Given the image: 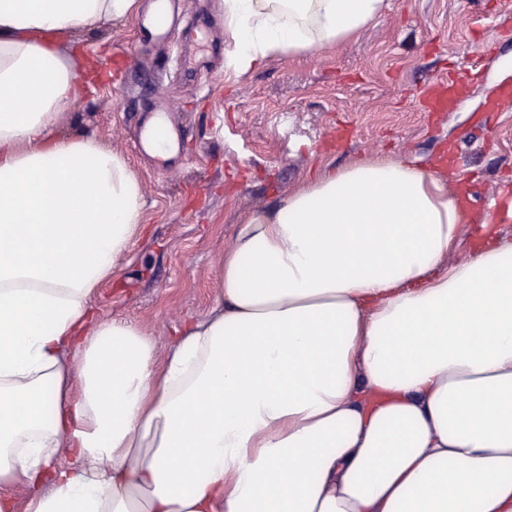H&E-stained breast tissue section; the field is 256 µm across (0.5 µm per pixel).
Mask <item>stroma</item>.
<instances>
[{
	"label": "stroma",
	"mask_w": 512,
	"mask_h": 512,
	"mask_svg": "<svg viewBox=\"0 0 512 512\" xmlns=\"http://www.w3.org/2000/svg\"><path fill=\"white\" fill-rule=\"evenodd\" d=\"M383 16L343 47L274 57L246 74L227 64L186 72L175 48H153L152 65L116 70L133 50L135 20L77 28L60 39L93 73L58 131L121 152L140 175L146 230L93 301L103 319L151 328L167 351L184 322L215 303L217 260L252 212L270 208L300 179L384 151L431 166L448 146L479 203L512 187V112L486 102L512 84V18L500 0H387ZM468 77L452 110L425 111L427 83ZM162 104L185 127V152L165 165L144 160L133 134Z\"/></svg>",
	"instance_id": "1"
}]
</instances>
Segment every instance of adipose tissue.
<instances>
[{
  "mask_svg": "<svg viewBox=\"0 0 512 512\" xmlns=\"http://www.w3.org/2000/svg\"><path fill=\"white\" fill-rule=\"evenodd\" d=\"M385 6L224 0L228 64L340 47ZM138 10L0 0V512H512V241L460 178L379 154L302 180L166 355L95 317L143 187L55 135L90 76L57 39Z\"/></svg>",
  "mask_w": 512,
  "mask_h": 512,
  "instance_id": "1",
  "label": "adipose tissue"
}]
</instances>
